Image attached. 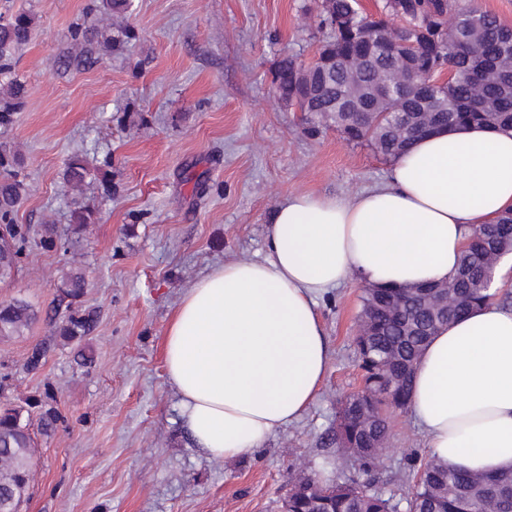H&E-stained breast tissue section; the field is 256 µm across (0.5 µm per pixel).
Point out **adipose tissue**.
<instances>
[{
	"label": "adipose tissue",
	"mask_w": 512,
	"mask_h": 512,
	"mask_svg": "<svg viewBox=\"0 0 512 512\" xmlns=\"http://www.w3.org/2000/svg\"><path fill=\"white\" fill-rule=\"evenodd\" d=\"M510 208L512 129L481 125L417 139L353 197L289 195L266 255L213 267L167 325L166 376L197 449L218 462L251 452L314 403L329 363L316 311L328 289L448 280L473 225ZM408 410L431 458L512 471V308L490 303L440 328Z\"/></svg>",
	"instance_id": "ef3b65f1"
}]
</instances>
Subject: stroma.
<instances>
[{"label": "stroma", "instance_id": "1", "mask_svg": "<svg viewBox=\"0 0 512 512\" xmlns=\"http://www.w3.org/2000/svg\"><path fill=\"white\" fill-rule=\"evenodd\" d=\"M89 0H0V13H32L17 53L28 97L7 137L25 157L31 192L16 220L32 243L0 302L23 298L41 316L26 336L0 342V400L54 395L62 415L37 436L35 479L22 512H280L293 484L328 456L336 401L361 385L355 336L360 285L330 289L317 311L331 358L303 417L245 456L207 460L180 422L166 378L163 339L184 288L214 266L258 259L275 207L292 193L348 196L385 180L390 160L336 129L311 137L302 114L275 100L283 54L310 64L328 38L320 0H133L124 50L75 44ZM112 158L72 199L62 173L74 154ZM95 222L75 234L74 202ZM66 249L39 244L45 228ZM88 279L83 306L98 321L81 344L50 333L57 287L69 267ZM43 365L27 371L35 345ZM90 364H81V356ZM429 450L409 412L392 416L377 475L407 472L402 451Z\"/></svg>", "mask_w": 512, "mask_h": 512}]
</instances>
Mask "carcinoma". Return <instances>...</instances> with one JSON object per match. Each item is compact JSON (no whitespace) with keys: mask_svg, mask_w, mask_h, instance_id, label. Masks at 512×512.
Wrapping results in <instances>:
<instances>
[{"mask_svg":"<svg viewBox=\"0 0 512 512\" xmlns=\"http://www.w3.org/2000/svg\"><path fill=\"white\" fill-rule=\"evenodd\" d=\"M132 0H90L85 16H108L112 26L83 22L72 27L71 39L77 43L96 42L118 51L133 38L123 19ZM448 14V37L439 44L424 46L409 56L412 74H429L444 64L457 73L453 82L438 88L396 93L398 111L365 126L360 113L348 108L345 87L357 84L359 103L373 101L372 89L379 73L395 57V44L388 37V23L398 14L390 3L377 18L360 14L357 0H321L319 26L332 36L318 52L315 62L303 67L293 57L279 62L277 99L288 103V93L296 92L303 102L305 131L317 135L334 126L344 139L368 144L385 158L393 160L418 136L416 126L401 118L403 112L422 107L438 113V127L486 125L512 127V79L487 84L484 98L489 109L479 112L470 106L471 80L482 65H490L502 51L512 50L504 37L508 26L477 6L462 7L459 0H417L413 14L405 22L418 26L431 13ZM35 17L30 13L0 14V130H8L26 104L27 87L16 73V53L29 43ZM110 158L104 167L90 165L82 155L70 157L63 173L66 187L79 189L87 179L100 175L112 181ZM24 157L9 141H0V283L10 282L28 248L29 230L16 223L20 202L29 194ZM94 223V212L78 206L72 212L74 231L81 232ZM469 260L460 264L452 282L460 305L448 317L425 311L417 299L401 312L393 309L404 288H363L360 297L363 334L355 338L362 371L363 396L357 401L349 395L336 406L333 436L336 449L350 461L351 474L343 479L329 475V458L323 457L312 474L301 478L283 499L288 512H478L484 504L492 512H512V472L496 476L461 472L434 459L421 464L416 474L399 483L392 493L362 479L378 469L389 440L390 414L408 408L412 374L416 361L440 327L475 308L496 300L499 290L483 287L489 254H512V214L505 212L495 223L472 229L466 249ZM87 287L83 271L73 268L58 286L59 304L65 314L53 320L52 335L63 342H81L96 326L94 312L81 306ZM37 319V311L24 299L0 303V341L26 335ZM61 415L56 407L41 406L40 429L49 434L57 428ZM29 411L21 405L0 404V512H20L28 499L36 442L30 433Z\"/></svg>","mask_w":512,"mask_h":512,"instance_id":"cac0c4a2","label":"carcinoma"}]
</instances>
